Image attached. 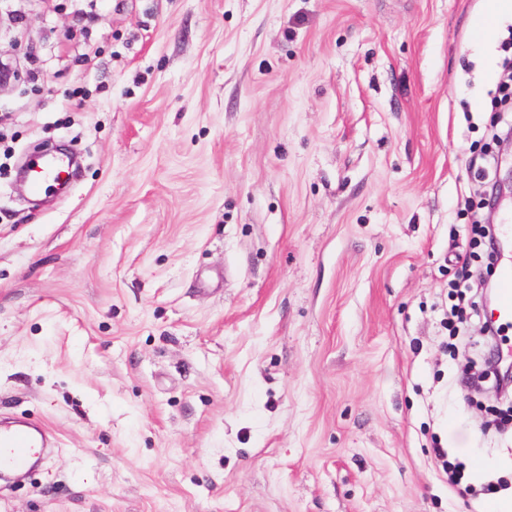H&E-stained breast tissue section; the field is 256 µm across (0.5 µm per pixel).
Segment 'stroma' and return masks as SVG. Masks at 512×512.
I'll list each match as a JSON object with an SVG mask.
<instances>
[{"mask_svg": "<svg viewBox=\"0 0 512 512\" xmlns=\"http://www.w3.org/2000/svg\"><path fill=\"white\" fill-rule=\"evenodd\" d=\"M481 3L0 0V418L55 437L0 512H487ZM32 163L28 169L31 173L29 182L30 192L41 193L43 186L49 182H59V166L42 157V153H35L29 156L28 161Z\"/></svg>", "mask_w": 512, "mask_h": 512, "instance_id": "1", "label": "stroma"}]
</instances>
